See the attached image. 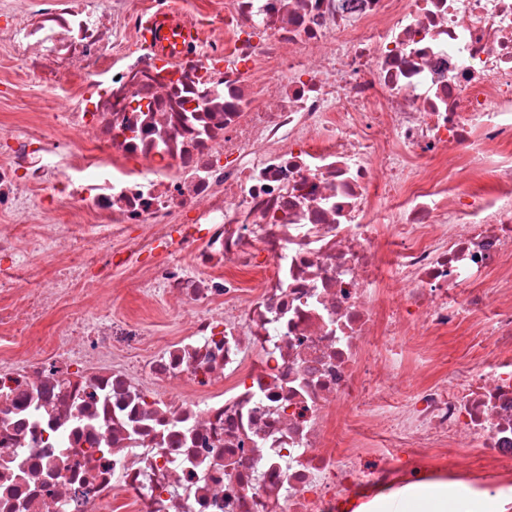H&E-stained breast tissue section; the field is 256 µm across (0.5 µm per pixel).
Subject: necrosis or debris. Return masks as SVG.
Returning <instances> with one entry per match:
<instances>
[{"label": "necrosis or debris", "instance_id": "necrosis-or-debris-1", "mask_svg": "<svg viewBox=\"0 0 512 512\" xmlns=\"http://www.w3.org/2000/svg\"><path fill=\"white\" fill-rule=\"evenodd\" d=\"M170 3L0 6V334L64 310L0 364V512H512V0H210L162 60ZM120 271L193 318L116 364L134 321L73 303ZM173 35H179L177 40L191 42L195 39L196 31L190 23L184 21L176 9L162 16L152 17L145 25L141 37L153 49V45L169 40ZM15 95L16 103L11 107L0 104V133H2V130H17L24 125L23 112L18 111L17 107L25 95L21 91H17ZM468 325L450 331L442 341L447 353V368L456 364L464 354L471 352V336ZM405 508L410 512H448V492L437 488L434 492L422 494L407 501Z\"/></svg>", "mask_w": 512, "mask_h": 512}]
</instances>
